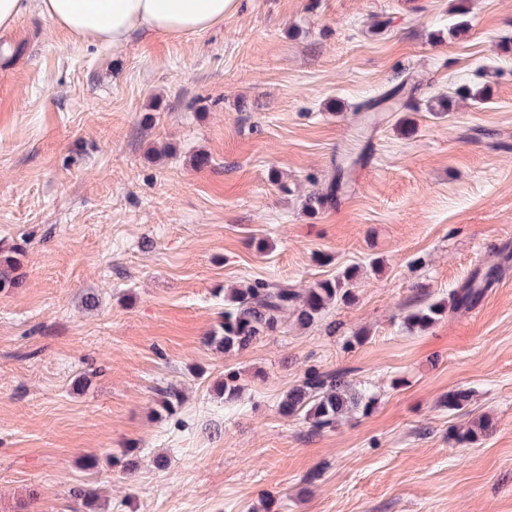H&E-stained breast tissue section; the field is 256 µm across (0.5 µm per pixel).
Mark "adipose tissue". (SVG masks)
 <instances>
[{"label": "adipose tissue", "mask_w": 512, "mask_h": 512, "mask_svg": "<svg viewBox=\"0 0 512 512\" xmlns=\"http://www.w3.org/2000/svg\"><path fill=\"white\" fill-rule=\"evenodd\" d=\"M237 0H0V30L31 10L81 41L121 50L148 34L197 35L223 21Z\"/></svg>", "instance_id": "1"}]
</instances>
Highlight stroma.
I'll return each mask as SVG.
<instances>
[{
    "instance_id": "obj_1",
    "label": "stroma",
    "mask_w": 512,
    "mask_h": 512,
    "mask_svg": "<svg viewBox=\"0 0 512 512\" xmlns=\"http://www.w3.org/2000/svg\"><path fill=\"white\" fill-rule=\"evenodd\" d=\"M409 77L410 108L359 135L355 106ZM476 84L482 103L459 99ZM350 148L365 152L350 192L306 210ZM12 247L0 512H84L79 486L98 512H512V260L470 310L402 326L417 288L447 297L512 251V0H239L193 37L120 51L30 11L0 32ZM351 265L353 304L241 352L206 345L225 289ZM311 367L351 370L372 411L319 434L281 415ZM167 384L184 391L173 417L155 400ZM459 388L493 419L475 445L450 437Z\"/></svg>"
}]
</instances>
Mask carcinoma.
Listing matches in <instances>:
<instances>
[{
    "instance_id": "1",
    "label": "carcinoma",
    "mask_w": 512,
    "mask_h": 512,
    "mask_svg": "<svg viewBox=\"0 0 512 512\" xmlns=\"http://www.w3.org/2000/svg\"><path fill=\"white\" fill-rule=\"evenodd\" d=\"M407 83L397 85L378 98L359 103L356 111L361 114L363 128L367 129L379 121L381 105L389 110L409 107L405 98ZM357 163L349 155L333 162L331 175L325 182V189L308 196L305 206L309 209L324 207L349 188L348 171ZM18 250H0V290L17 288L22 285V276L17 274L20 261ZM499 273L496 264L474 272L469 278L453 289L446 299H433L431 293H424L416 307L402 320V327L408 331H425L442 319L450 310L473 307L483 296L486 288L495 282ZM359 276L358 269L348 267L333 279L320 280L309 288L298 292L286 286L256 281L243 288L224 290V312L219 330L208 338V345L226 353L243 351L261 339L275 332L284 312L291 310L297 323L302 327L311 326L322 318L327 308L339 304L347 305L355 298L354 282ZM351 371H320L311 368L301 380L288 390L279 403V412L287 417H298L309 424L310 431L321 433L333 428L346 414L356 411H371L374 397L367 394L362 384L349 379ZM224 400H235L241 392L238 375L224 374L222 385ZM157 402L164 411L173 416L184 401L183 392L174 385L155 389ZM472 397L469 389H457L448 393L444 403L450 411H460ZM492 429V420L479 415L455 432L460 444H476Z\"/></svg>"
}]
</instances>
